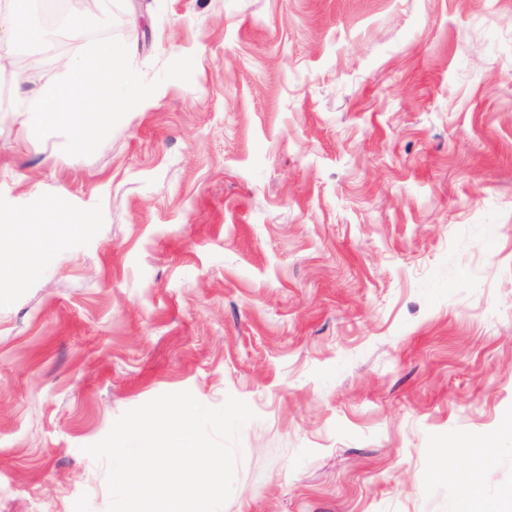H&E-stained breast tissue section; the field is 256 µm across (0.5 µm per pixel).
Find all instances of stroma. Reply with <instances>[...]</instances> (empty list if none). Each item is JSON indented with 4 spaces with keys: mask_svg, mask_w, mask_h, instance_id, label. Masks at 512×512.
<instances>
[{
    "mask_svg": "<svg viewBox=\"0 0 512 512\" xmlns=\"http://www.w3.org/2000/svg\"><path fill=\"white\" fill-rule=\"evenodd\" d=\"M154 94L95 153L0 112V512H106L85 454L246 402L222 512L512 500V0H112ZM190 82L161 81L172 60ZM26 225H6L0 230V270L8 276H31L36 265L28 258Z\"/></svg>",
    "mask_w": 512,
    "mask_h": 512,
    "instance_id": "35a3bbf8",
    "label": "stroma"
}]
</instances>
